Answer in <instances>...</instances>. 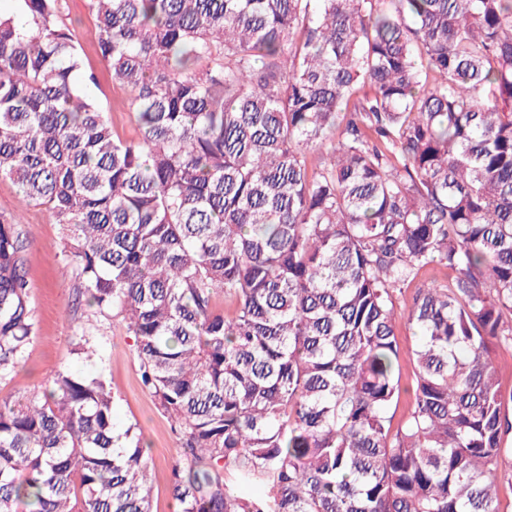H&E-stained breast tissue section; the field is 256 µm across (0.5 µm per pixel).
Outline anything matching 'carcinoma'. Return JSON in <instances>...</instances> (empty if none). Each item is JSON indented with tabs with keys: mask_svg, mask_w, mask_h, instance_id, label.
<instances>
[{
	"mask_svg": "<svg viewBox=\"0 0 512 512\" xmlns=\"http://www.w3.org/2000/svg\"><path fill=\"white\" fill-rule=\"evenodd\" d=\"M17 2L0 178L61 226L77 297L133 336L179 435L177 512H501L512 0H86L132 139L63 0ZM29 247L0 214V383L36 331ZM402 320L419 342L395 426ZM69 354L96 355L92 326ZM113 415L104 372L66 365L0 399V512H153L150 448ZM66 18L78 22L80 43L87 70L93 71L98 78L97 86L91 88V93L103 104L109 122L114 125L117 134L122 138L136 137L138 129L131 112H119L127 102L129 94L112 84L106 65L93 49L94 27L85 6V0H66ZM125 110L127 108L125 107ZM493 365L499 376L503 394L512 393V347L500 346L493 354Z\"/></svg>",
	"mask_w": 512,
	"mask_h": 512,
	"instance_id": "cac0c4a2",
	"label": "carcinoma"
}]
</instances>
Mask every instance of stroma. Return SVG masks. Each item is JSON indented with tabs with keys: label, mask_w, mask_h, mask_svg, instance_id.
Segmentation results:
<instances>
[{
	"label": "stroma",
	"mask_w": 512,
	"mask_h": 512,
	"mask_svg": "<svg viewBox=\"0 0 512 512\" xmlns=\"http://www.w3.org/2000/svg\"><path fill=\"white\" fill-rule=\"evenodd\" d=\"M65 15L76 22L85 66L93 71L97 86L91 92L103 104L110 123L120 137L137 136L131 113L125 112L128 93L112 84L104 62L93 49L94 27L85 0H66ZM20 214L31 242L28 252V280L34 308L36 333L28 349L26 367L9 383L0 384V399L18 397L37 390L59 363L76 372L103 368L115 394V421L119 427L137 425L152 453L155 471L153 512H174L169 493L170 465L178 454L179 442L171 426L157 410L151 395L142 388L133 339L118 322L94 316L92 309L76 300V281L61 260V228L49 223L38 207H22L17 186L0 180V214ZM98 330L100 357L96 364L71 358L70 345L78 320Z\"/></svg>",
	"instance_id": "stroma-1"
}]
</instances>
